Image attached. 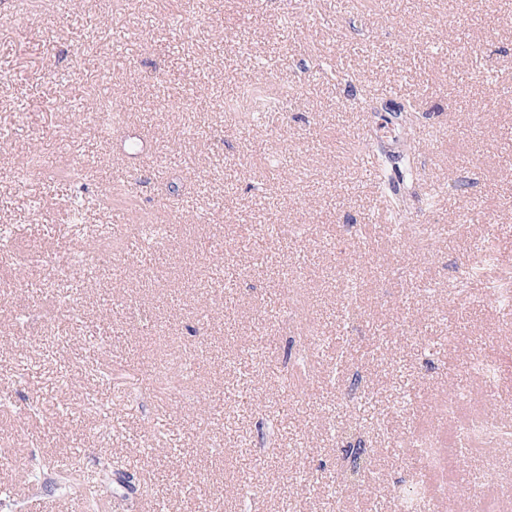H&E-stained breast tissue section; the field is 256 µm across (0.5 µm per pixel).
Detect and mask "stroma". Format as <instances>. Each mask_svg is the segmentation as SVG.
Here are the masks:
<instances>
[{"label": "stroma", "mask_w": 512, "mask_h": 512, "mask_svg": "<svg viewBox=\"0 0 512 512\" xmlns=\"http://www.w3.org/2000/svg\"><path fill=\"white\" fill-rule=\"evenodd\" d=\"M72 0L69 18L0 0V224L8 249L49 251L95 271L81 290L51 268L0 277V512H83L25 483L31 456H76L85 475L120 458L104 512H401L392 492L419 462L402 439L429 426L443 382L472 385L475 356L501 357L512 313L467 282L479 240L512 267V0ZM91 22L107 77L86 71L73 30ZM279 56L288 97L259 135L224 110ZM330 77H316L318 62ZM82 137L69 130L80 114ZM389 121L385 156L406 223L453 232L423 252L396 238L357 169L360 139ZM147 144L148 158L128 154ZM39 152L42 167H32ZM82 160L84 194L122 172L128 223L160 246L120 259L87 248L108 216L73 227L49 172ZM283 230L269 235L267 225ZM223 259L205 264L206 247ZM357 275L361 314L344 291ZM302 306L311 336L338 338L347 373L371 369L375 410L346 418L348 381L321 355L306 386L283 384L284 325ZM127 400L101 396L84 361ZM375 454L365 494L338 490L339 422Z\"/></svg>", "instance_id": "obj_1"}]
</instances>
